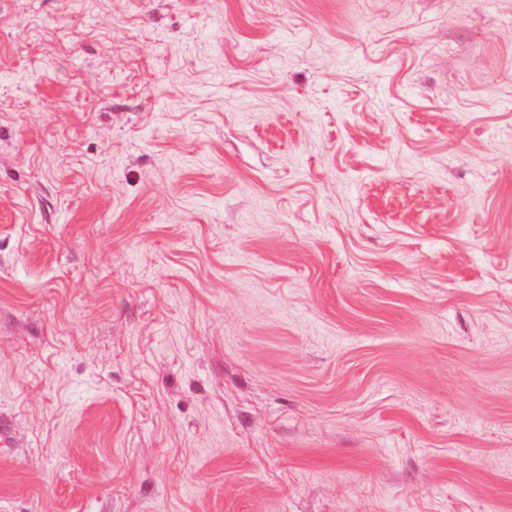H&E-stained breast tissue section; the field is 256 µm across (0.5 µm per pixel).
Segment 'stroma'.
Instances as JSON below:
<instances>
[{"mask_svg":"<svg viewBox=\"0 0 512 512\" xmlns=\"http://www.w3.org/2000/svg\"><path fill=\"white\" fill-rule=\"evenodd\" d=\"M0 512H512V0H0Z\"/></svg>","mask_w":512,"mask_h":512,"instance_id":"stroma-1","label":"stroma"}]
</instances>
